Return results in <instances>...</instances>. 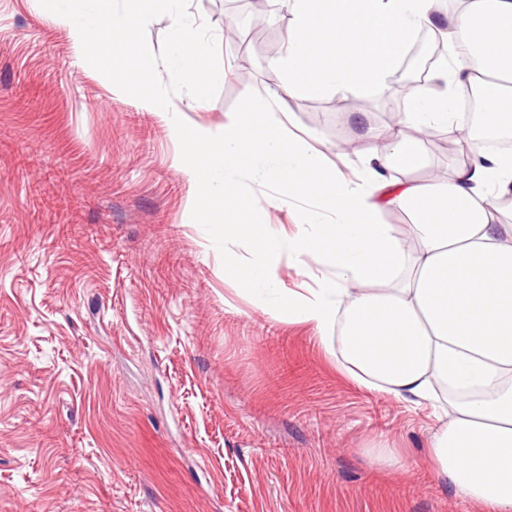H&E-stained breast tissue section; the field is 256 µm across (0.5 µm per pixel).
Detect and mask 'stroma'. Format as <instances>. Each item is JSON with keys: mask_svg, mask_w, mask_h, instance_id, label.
<instances>
[{"mask_svg": "<svg viewBox=\"0 0 512 512\" xmlns=\"http://www.w3.org/2000/svg\"><path fill=\"white\" fill-rule=\"evenodd\" d=\"M223 69L186 127L247 94L358 181L373 130L408 111L375 89L289 97L276 59L224 38L253 0H187ZM111 45L79 52L36 0H0V512H487L434 473L430 404L349 378L313 325L272 314L224 268V242L176 165L149 87L112 80ZM263 222L309 201L243 170ZM387 442L404 466L383 463Z\"/></svg>", "mask_w": 512, "mask_h": 512, "instance_id": "1", "label": "stroma"}]
</instances>
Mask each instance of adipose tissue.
<instances>
[{"mask_svg": "<svg viewBox=\"0 0 512 512\" xmlns=\"http://www.w3.org/2000/svg\"><path fill=\"white\" fill-rule=\"evenodd\" d=\"M288 51L277 66L289 95L331 90L363 93L384 87L415 33L428 28L448 43H479V58L437 77L478 91L482 121L512 135V0H458L441 13L436 0H290ZM42 13L63 24L80 51L97 55L111 37L119 63L116 83L149 81L148 110L166 106L161 84L186 87L206 104L223 73L210 60V38L184 0H38ZM167 16L169 51L159 54L136 28ZM403 119L389 126L383 147L361 184L340 180L304 142L288 138L281 113L251 94L223 127L185 130L178 166L206 191L199 221L226 244L224 267L266 310L293 309L319 330L340 325L345 370L369 389L431 400L440 385L467 391L434 428L430 457L436 474L488 512H512V224L486 206L512 196V156L477 152L470 163L430 182L389 189L391 162L413 169L421 144L409 130L453 122L445 93L414 92ZM270 159L257 176L288 196L309 198L295 234L256 218L252 200L231 184L245 164ZM383 193V201L372 198ZM407 211V230L381 221V206ZM288 255L317 258L329 276L317 287L288 292L276 271Z\"/></svg>", "mask_w": 512, "mask_h": 512, "instance_id": "1", "label": "adipose tissue"}]
</instances>
